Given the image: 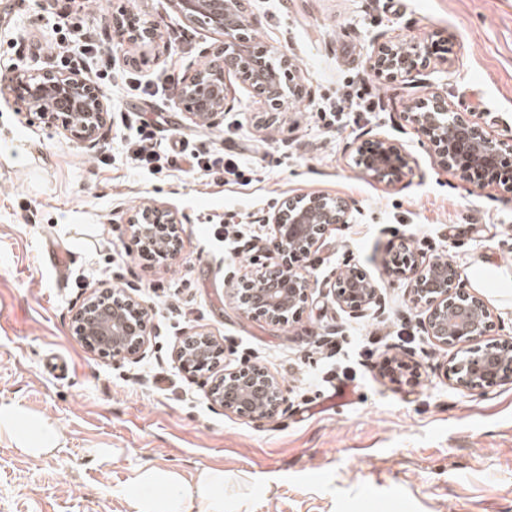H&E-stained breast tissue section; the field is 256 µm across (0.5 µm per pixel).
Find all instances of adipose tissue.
I'll list each match as a JSON object with an SVG mask.
<instances>
[{
    "label": "adipose tissue",
    "mask_w": 512,
    "mask_h": 512,
    "mask_svg": "<svg viewBox=\"0 0 512 512\" xmlns=\"http://www.w3.org/2000/svg\"><path fill=\"white\" fill-rule=\"evenodd\" d=\"M4 436L31 456L51 452L60 440L50 419L13 404H0V438ZM125 494L135 512H224V475L206 469L188 485L174 470L142 467L127 483Z\"/></svg>",
    "instance_id": "ef3b65f1"
}]
</instances>
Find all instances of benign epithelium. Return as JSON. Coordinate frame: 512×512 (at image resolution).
Returning a JSON list of instances; mask_svg holds the SVG:
<instances>
[{
	"label": "benign epithelium",
	"instance_id": "1",
	"mask_svg": "<svg viewBox=\"0 0 512 512\" xmlns=\"http://www.w3.org/2000/svg\"><path fill=\"white\" fill-rule=\"evenodd\" d=\"M181 15L191 23L208 21L224 33V46L214 55L224 56V69L211 64L183 79L181 101L191 118L211 124L224 110L228 97L227 76L243 73L267 76L255 87L276 112L292 108L302 97L298 66L282 57L280 69L267 58V51H254V21L240 18L242 0H173ZM161 40L152 24L135 32L130 42ZM417 43L380 42L370 67L389 79L411 78L428 64ZM7 90L20 100L26 111L44 123L56 126L78 143H91L108 122L111 106L94 84L78 73L23 71ZM406 115L416 130L429 137L438 166L459 176L473 188L482 190L512 176V145L506 146L488 134L477 120L448 105V98L437 92L414 100ZM353 163L386 188L395 187L408 166L402 145L377 138L355 148ZM351 208L341 196L328 193L300 194L287 198L266 213L263 222L272 225L271 235L248 246L256 268L239 276L226 297L242 314L271 325H285L304 310L315 283L303 262L316 251L330 230L351 223ZM133 234L144 240L160 256L175 258L181 249L179 220L162 206H152L128 218ZM273 255L274 263L260 258ZM389 273L407 283L411 302L426 312L425 329L439 346L455 348L466 343L462 354H453L447 373L466 389H481L512 380V358L480 345V338L492 325L493 310L482 297L460 288L459 267L448 259H426L414 251L398 250L388 263ZM327 293L344 311L364 314L379 301L376 282L356 266L336 272ZM76 338L88 349L114 359L130 358L145 351L151 328L148 309L130 293L115 295L103 290L84 303L74 315ZM176 357L181 367L198 372L216 364L221 352L207 336L186 339ZM383 371L394 381L416 375L413 364L387 357ZM224 380L209 387L212 401L224 412L249 419L274 417L285 402V389L277 376L257 363H244L226 369Z\"/></svg>",
	"mask_w": 512,
	"mask_h": 512
}]
</instances>
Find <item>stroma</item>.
Wrapping results in <instances>:
<instances>
[{
  "instance_id": "obj_1",
  "label": "stroma",
  "mask_w": 512,
  "mask_h": 512,
  "mask_svg": "<svg viewBox=\"0 0 512 512\" xmlns=\"http://www.w3.org/2000/svg\"><path fill=\"white\" fill-rule=\"evenodd\" d=\"M157 24L159 49L134 62L120 46L116 70L142 80H183L223 44L220 31L185 21L172 0H58V12L110 39L118 8ZM257 38L300 68L294 111L274 112L236 76L223 114L194 124L177 95L128 96L121 81L101 87L112 110L93 144L72 141L0 94V402L50 419L61 437L32 457L0 440V512H133L124 494L142 466L194 483L224 472V512H512V382L465 390L444 373L452 348L424 329L406 284L386 262L402 239L423 257L462 273L491 262L512 276V192L468 190L440 168L405 117L409 101L437 91L512 143V0H249ZM445 42L447 59L420 80H385L369 66L376 45ZM58 35L35 0H0V87L17 70L48 71ZM368 88L375 111L320 113L350 89ZM161 117L217 151L249 145L245 178L217 185L199 174L134 169L122 117ZM386 137L412 157L385 188L355 167L353 148ZM314 192L343 197L353 221L331 230L307 269L317 280L345 264L378 283L364 316L315 290L301 315L273 326L241 314L225 296L248 271V242L270 232L262 216L283 199ZM153 205L180 220L179 255L161 264L139 256L127 219ZM244 225L241 234L234 225ZM176 281V297L151 288ZM112 289L144 301L153 332L139 358L100 357L74 334L73 316L91 293ZM224 349L222 366L250 361L283 383L272 418L251 420L212 403L207 377L180 367L190 336ZM417 364L414 383L384 378L380 362ZM157 365L154 376L141 364ZM345 388V401L329 404Z\"/></svg>"
}]
</instances>
